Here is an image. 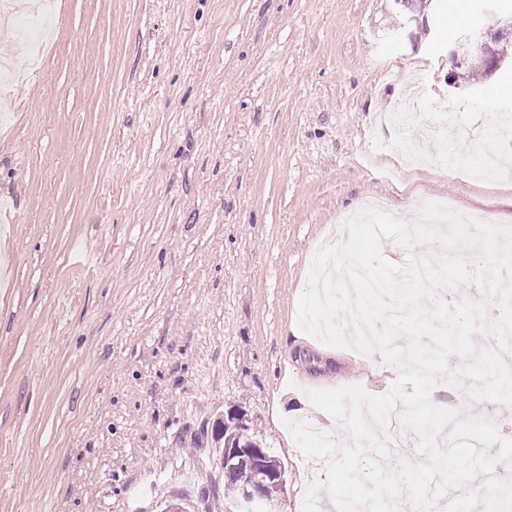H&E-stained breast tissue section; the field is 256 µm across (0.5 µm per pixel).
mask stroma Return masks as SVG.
I'll list each match as a JSON object with an SVG mask.
<instances>
[{
  "instance_id": "obj_1",
  "label": "stroma",
  "mask_w": 512,
  "mask_h": 512,
  "mask_svg": "<svg viewBox=\"0 0 512 512\" xmlns=\"http://www.w3.org/2000/svg\"><path fill=\"white\" fill-rule=\"evenodd\" d=\"M0 15V512H208L224 470L206 433L233 409L282 462L276 512L324 480L285 420L322 431L313 389L387 393L398 368L297 325L313 257L338 215L380 197L512 218V177L463 179L407 151L445 124L459 155L512 165L494 130L512 67L448 83V47L512 0H432L398 33L390 0H55L32 66ZM420 65L425 96L396 76ZM406 109L398 127L383 115ZM438 382L433 405L501 423L512 406Z\"/></svg>"
}]
</instances>
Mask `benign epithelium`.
<instances>
[{
    "instance_id": "obj_1",
    "label": "benign epithelium",
    "mask_w": 512,
    "mask_h": 512,
    "mask_svg": "<svg viewBox=\"0 0 512 512\" xmlns=\"http://www.w3.org/2000/svg\"><path fill=\"white\" fill-rule=\"evenodd\" d=\"M398 6L399 12L406 20L408 26L429 23V18L424 12H415L408 7V0H393ZM512 36V18L505 16H493L490 18L485 30L465 34L455 40L448 47V58L452 64L448 73V83L456 84L468 63L477 58L483 61L488 73L493 74L505 65H512V52L508 44L504 43L507 36ZM237 428L240 437L246 439V443L236 445H224L222 448L224 465L227 467L248 466L259 472V477L252 484L242 488L240 497L243 503L257 504L268 512H275L271 509V503L263 496L262 486L268 481H275L281 486H286V472L283 465L276 459L269 457L259 446L247 440L245 433V414L240 411L228 415V421L220 420L213 423L211 431L217 432L221 426Z\"/></svg>"
}]
</instances>
